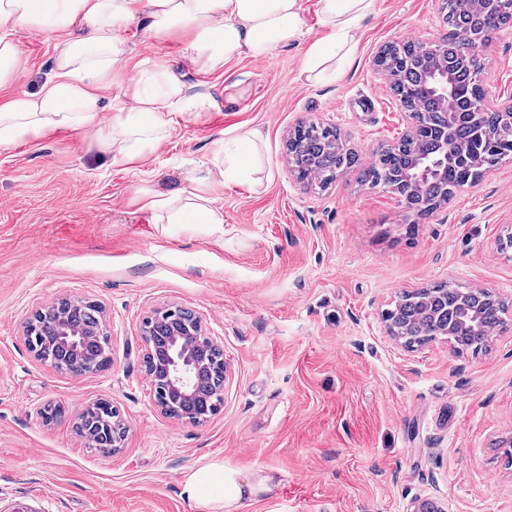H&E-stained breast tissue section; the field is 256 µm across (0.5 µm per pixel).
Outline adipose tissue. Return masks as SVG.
Returning a JSON list of instances; mask_svg holds the SVG:
<instances>
[{
    "mask_svg": "<svg viewBox=\"0 0 512 512\" xmlns=\"http://www.w3.org/2000/svg\"><path fill=\"white\" fill-rule=\"evenodd\" d=\"M373 0H317L324 37L305 52L302 72L320 79L348 63L359 23ZM142 25L158 39L182 45L179 64L128 69L123 29ZM302 0H0V87L12 84L24 62L17 34L62 32L53 67L40 90L0 103V148L35 143L60 131L87 139L108 166L144 162L177 127L202 122L243 94L242 80L224 88L208 75L241 58L301 43ZM220 172L195 164L177 176L156 174L134 201L154 224H208L222 229L226 187L259 186L260 146L253 132L223 139ZM269 477L229 472L223 462L191 468L183 492L203 512H237L244 498L267 490Z\"/></svg>",
    "mask_w": 512,
    "mask_h": 512,
    "instance_id": "ef3b65f1",
    "label": "adipose tissue"
}]
</instances>
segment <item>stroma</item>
<instances>
[{
	"instance_id": "obj_1",
	"label": "stroma",
	"mask_w": 512,
	"mask_h": 512,
	"mask_svg": "<svg viewBox=\"0 0 512 512\" xmlns=\"http://www.w3.org/2000/svg\"><path fill=\"white\" fill-rule=\"evenodd\" d=\"M443 0H374L335 80L301 74L304 44L225 65L245 77L237 103L177 129L147 163L105 167L61 132L0 149V512H198L189 467L213 460L271 491L238 512H512V156L410 220L395 195L360 182L406 128L375 70L394 40H441ZM57 33L19 35L25 68L11 93L37 91ZM486 86L512 100V26L481 53ZM337 128L357 161L327 189L289 172L286 138L302 122ZM254 131L262 184L224 190V230L171 234L131 199L159 172L212 163L223 135ZM475 286L508 306L479 349L446 337L409 347L383 315L403 293ZM72 296L100 303L111 339L104 371L75 378L25 344L32 314ZM202 314L229 381L207 422L163 416L144 374L145 318ZM109 400L129 433L103 456L73 426ZM66 416L44 423L47 405Z\"/></svg>"
}]
</instances>
